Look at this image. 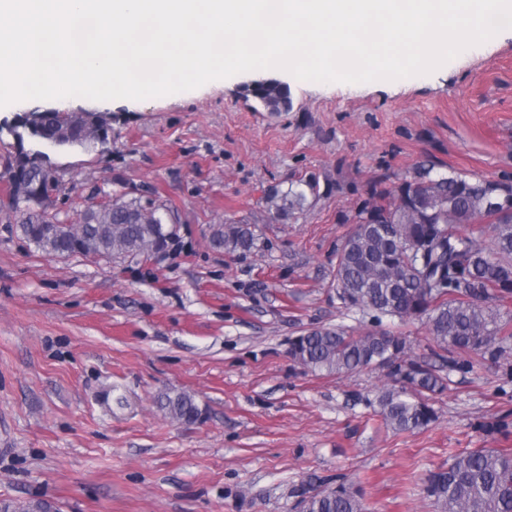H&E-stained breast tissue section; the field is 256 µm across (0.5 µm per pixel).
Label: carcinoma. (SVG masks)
Instances as JSON below:
<instances>
[{"label":"carcinoma","instance_id":"obj_1","mask_svg":"<svg viewBox=\"0 0 512 512\" xmlns=\"http://www.w3.org/2000/svg\"><path fill=\"white\" fill-rule=\"evenodd\" d=\"M244 92L272 114L290 108L288 85L278 79L254 80ZM59 138L84 149L111 144L69 114L41 112L32 141L53 144ZM42 155L35 151L26 163L8 167L10 184L24 183L43 194L35 206H13L27 242L49 255L107 259L167 247L172 231L166 209L144 206L136 197L91 210L85 224L58 222L46 202L61 187L55 173L42 168ZM433 169L421 164L409 175L374 178L362 189L326 180V192L354 196L351 214L338 217L353 228L336 244V300L375 326L358 333L342 325L318 328L288 347L289 357L313 372L385 370L388 384L376 397L378 416L399 432H420L436 422L434 395L447 388L439 371L468 373L473 356L497 362L512 355V174L485 179L454 171L435 175ZM319 197V177L311 173L274 191L270 200L279 217L290 219ZM210 242L228 253H246L255 247V235L248 224H219ZM385 318L424 322L440 350V369L414 357L403 334L382 328ZM158 402L184 423L201 416L186 392L163 393ZM422 491L441 512H512V452L474 448L452 454L448 466L427 474ZM291 495L302 512H365L359 491L341 479L310 477ZM0 512H52V505L5 503Z\"/></svg>","mask_w":512,"mask_h":512}]
</instances>
